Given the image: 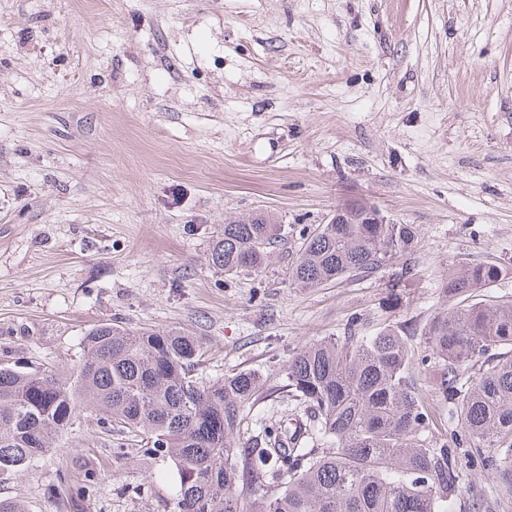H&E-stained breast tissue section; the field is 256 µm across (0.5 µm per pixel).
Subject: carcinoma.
Segmentation results:
<instances>
[{
    "label": "carcinoma",
    "mask_w": 512,
    "mask_h": 512,
    "mask_svg": "<svg viewBox=\"0 0 512 512\" xmlns=\"http://www.w3.org/2000/svg\"><path fill=\"white\" fill-rule=\"evenodd\" d=\"M288 233L270 214L224 219L210 249L227 274L260 269ZM415 224H320L290 272L297 288L345 276L371 278L409 255ZM507 274L494 263L448 276V297L473 293ZM424 343L442 365L437 390L470 450L512 494V302L476 301L437 312ZM69 374L0 366V475L21 472L55 448L84 411L109 431L171 459L176 512H448L461 495L462 456L426 436L427 404L411 380L415 353L401 326L303 346L286 370L291 396L330 440L309 448L299 429L267 432L262 448L240 438L260 376L239 371L211 382L195 374L208 349L174 329L98 324L82 338ZM250 487L245 498L240 486Z\"/></svg>",
    "instance_id": "obj_1"
}]
</instances>
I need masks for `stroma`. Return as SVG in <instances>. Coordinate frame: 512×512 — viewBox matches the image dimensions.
<instances>
[{
	"label": "stroma",
	"mask_w": 512,
	"mask_h": 512,
	"mask_svg": "<svg viewBox=\"0 0 512 512\" xmlns=\"http://www.w3.org/2000/svg\"><path fill=\"white\" fill-rule=\"evenodd\" d=\"M366 198L415 224L372 278L301 289L305 237ZM288 236L257 271L209 262L228 216ZM512 269V0H0V365L69 370L114 323L202 339L212 380L262 375L245 436L298 418L289 359L350 322L421 332L466 263ZM434 362L414 364L429 436L454 435ZM97 490L72 492L86 464ZM451 512H512L480 463ZM169 458L82 415L0 479L28 512H176Z\"/></svg>",
	"instance_id": "obj_1"
}]
</instances>
